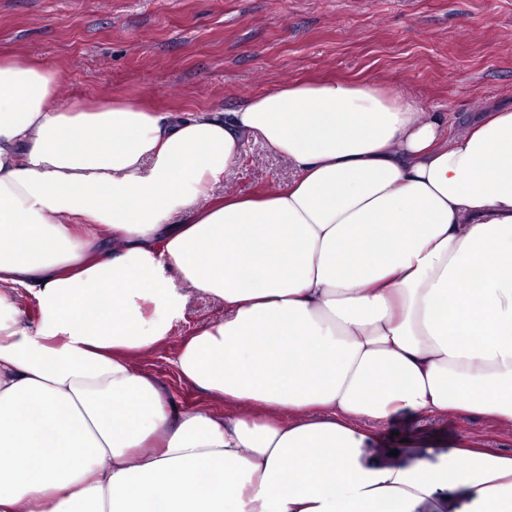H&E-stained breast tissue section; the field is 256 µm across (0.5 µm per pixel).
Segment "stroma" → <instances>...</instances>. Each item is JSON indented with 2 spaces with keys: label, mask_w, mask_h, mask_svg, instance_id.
<instances>
[{
  "label": "stroma",
  "mask_w": 512,
  "mask_h": 512,
  "mask_svg": "<svg viewBox=\"0 0 512 512\" xmlns=\"http://www.w3.org/2000/svg\"><path fill=\"white\" fill-rule=\"evenodd\" d=\"M0 53L37 61L60 100H137L166 112H221L300 77L372 78L447 114L449 135L488 107L512 104V0H0ZM288 161L260 138L216 195L287 185ZM223 301L188 297L185 320L139 367L188 409L210 402L172 359ZM444 449L462 440L512 451V427L489 419L421 417L379 427Z\"/></svg>",
  "instance_id": "obj_1"
}]
</instances>
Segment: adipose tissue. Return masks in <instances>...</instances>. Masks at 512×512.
Masks as SVG:
<instances>
[{
    "label": "adipose tissue",
    "mask_w": 512,
    "mask_h": 512,
    "mask_svg": "<svg viewBox=\"0 0 512 512\" xmlns=\"http://www.w3.org/2000/svg\"><path fill=\"white\" fill-rule=\"evenodd\" d=\"M57 95L0 56V512H512V453L361 425H512V107L451 137L374 79L227 112ZM249 135L294 178L213 201ZM192 292L224 319L172 364L240 415L137 364Z\"/></svg>",
    "instance_id": "obj_1"
}]
</instances>
